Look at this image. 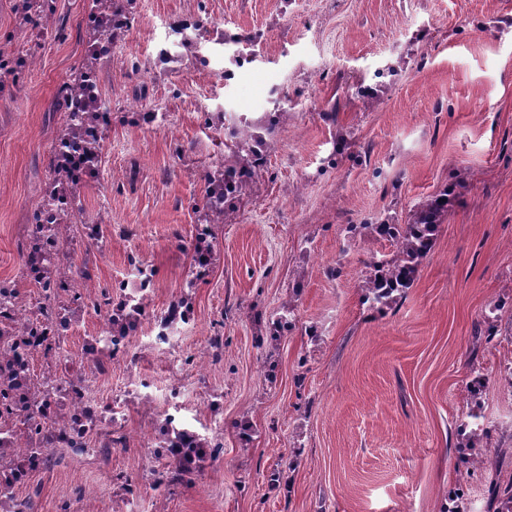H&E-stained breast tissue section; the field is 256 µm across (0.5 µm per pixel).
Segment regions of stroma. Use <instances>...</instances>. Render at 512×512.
I'll use <instances>...</instances> for the list:
<instances>
[{"instance_id": "stroma-1", "label": "stroma", "mask_w": 512, "mask_h": 512, "mask_svg": "<svg viewBox=\"0 0 512 512\" xmlns=\"http://www.w3.org/2000/svg\"><path fill=\"white\" fill-rule=\"evenodd\" d=\"M49 2L63 36L18 34L0 0V284L17 315L65 318L30 370L53 405L83 395L99 418L84 453L56 444L64 465L0 491V512H443L459 425L512 432V342L474 343L512 296V0H137L100 70L112 122L55 296L26 263L87 0ZM275 110L261 175L196 264L226 128ZM464 170L412 288L376 308L363 283L392 248L350 225L408 219ZM130 299L144 311L115 336L109 305ZM167 417L208 448L182 481L163 473Z\"/></svg>"}]
</instances>
